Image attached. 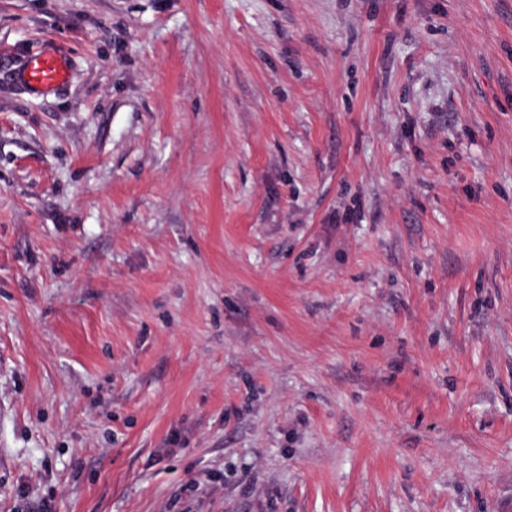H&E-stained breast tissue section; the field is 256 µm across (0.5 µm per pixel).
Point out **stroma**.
<instances>
[{
	"instance_id": "obj_1",
	"label": "stroma",
	"mask_w": 512,
	"mask_h": 512,
	"mask_svg": "<svg viewBox=\"0 0 512 512\" xmlns=\"http://www.w3.org/2000/svg\"><path fill=\"white\" fill-rule=\"evenodd\" d=\"M46 505L512 512V0H0V512ZM23 76L31 89L44 91L57 87L67 80L68 66L57 55H38L27 60Z\"/></svg>"
}]
</instances>
